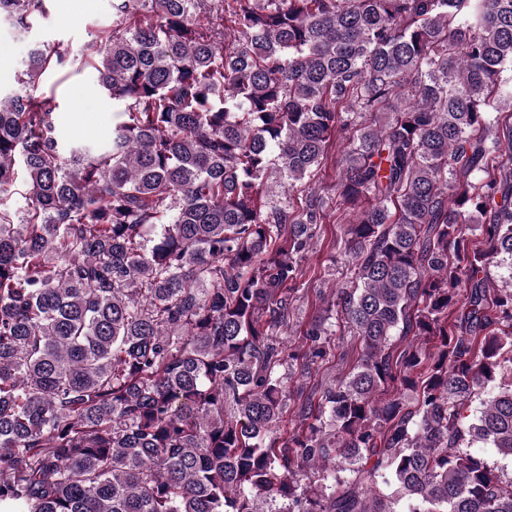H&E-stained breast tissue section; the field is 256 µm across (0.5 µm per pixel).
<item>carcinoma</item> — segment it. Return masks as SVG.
<instances>
[{"label": "carcinoma", "instance_id": "cac0c4a2", "mask_svg": "<svg viewBox=\"0 0 512 512\" xmlns=\"http://www.w3.org/2000/svg\"><path fill=\"white\" fill-rule=\"evenodd\" d=\"M90 59L107 146L56 134L39 79L86 64L59 42L0 98V193L25 174L0 198V512H512L469 451L512 460V0H112ZM333 212L361 354L332 428L304 412L282 444L285 289Z\"/></svg>", "mask_w": 512, "mask_h": 512}]
</instances>
